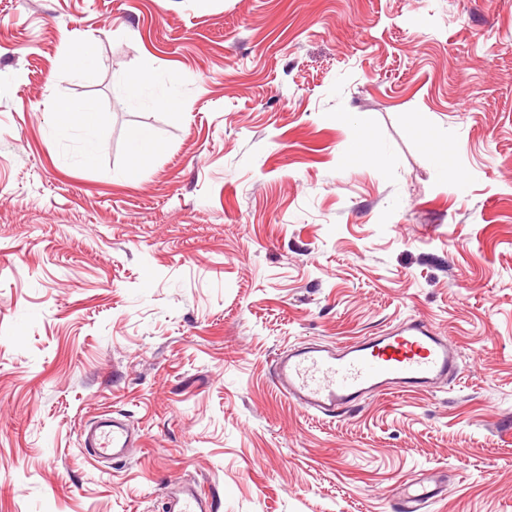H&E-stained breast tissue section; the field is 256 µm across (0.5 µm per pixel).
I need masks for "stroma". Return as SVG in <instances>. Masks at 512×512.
I'll return each instance as SVG.
<instances>
[{
    "label": "stroma",
    "instance_id": "obj_1",
    "mask_svg": "<svg viewBox=\"0 0 512 512\" xmlns=\"http://www.w3.org/2000/svg\"><path fill=\"white\" fill-rule=\"evenodd\" d=\"M0 191V512H512V0H0ZM410 318L459 377L333 417L272 382ZM116 85L127 93L129 101L134 105H150L169 102L174 98L173 93L156 83L147 72L136 76L117 75L114 78ZM98 124L99 115L91 103H74L67 107L66 112H62V121L57 131L59 134H66L73 127H78L84 139L83 160L89 161L96 149ZM94 421L80 435V446L90 448L94 458L100 462L124 457L127 448L135 442V435L129 426L114 416ZM440 491L437 486L425 484L418 481L410 485L401 495L400 502L397 504V512H422L436 500ZM167 512H213V504L196 486L184 485L167 500Z\"/></svg>",
    "mask_w": 512,
    "mask_h": 512
}]
</instances>
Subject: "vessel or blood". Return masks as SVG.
Segmentation results:
<instances>
[{"mask_svg":"<svg viewBox=\"0 0 512 512\" xmlns=\"http://www.w3.org/2000/svg\"><path fill=\"white\" fill-rule=\"evenodd\" d=\"M457 351L429 323L412 319L396 329L337 347L303 344L277 356L272 379L301 408L331 415L355 407L363 397L424 390L449 377ZM82 447L100 462L125 456L135 435L122 420L104 417L80 435ZM439 495L416 482L401 495L398 512H423ZM167 512H213V505L188 484L167 500Z\"/></svg>","mask_w":512,"mask_h":512,"instance_id":"obj_1","label":"vessel or blood"}]
</instances>
